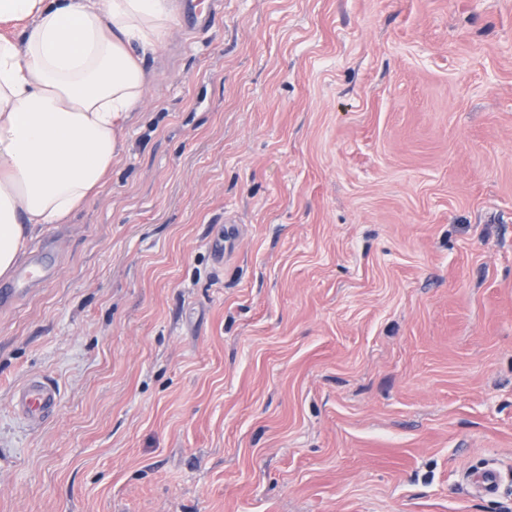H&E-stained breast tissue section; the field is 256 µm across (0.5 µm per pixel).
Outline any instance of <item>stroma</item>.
Returning <instances> with one entry per match:
<instances>
[{
    "instance_id": "stroma-1",
    "label": "stroma",
    "mask_w": 512,
    "mask_h": 512,
    "mask_svg": "<svg viewBox=\"0 0 512 512\" xmlns=\"http://www.w3.org/2000/svg\"><path fill=\"white\" fill-rule=\"evenodd\" d=\"M145 69L0 298V512L512 504V0H223ZM55 271V261L50 253L41 249L32 256L29 263L17 274L15 284L10 288H4L5 294H15L23 291V288L31 287L35 282L46 281L52 278ZM15 408L23 418L39 422L59 404L56 386L44 379H31L14 393ZM466 482L470 488L479 491L483 495L495 493L501 484V472L492 465L466 475Z\"/></svg>"
}]
</instances>
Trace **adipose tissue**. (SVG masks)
Returning <instances> with one entry per match:
<instances>
[{"label": "adipose tissue", "mask_w": 512, "mask_h": 512, "mask_svg": "<svg viewBox=\"0 0 512 512\" xmlns=\"http://www.w3.org/2000/svg\"><path fill=\"white\" fill-rule=\"evenodd\" d=\"M170 0H0V278L112 172Z\"/></svg>", "instance_id": "1"}]
</instances>
